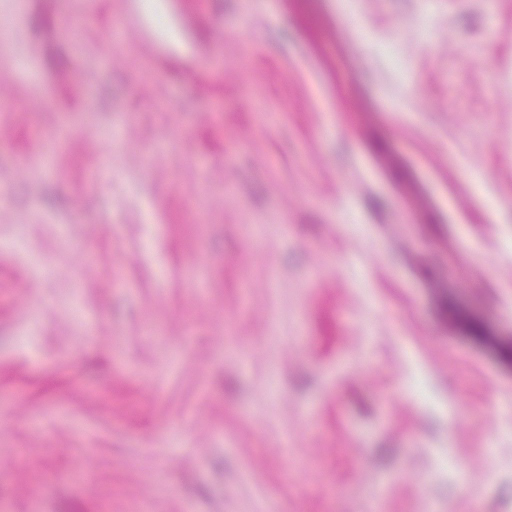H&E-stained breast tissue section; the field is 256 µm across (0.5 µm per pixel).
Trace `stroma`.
Segmentation results:
<instances>
[{
	"label": "stroma",
	"mask_w": 512,
	"mask_h": 512,
	"mask_svg": "<svg viewBox=\"0 0 512 512\" xmlns=\"http://www.w3.org/2000/svg\"><path fill=\"white\" fill-rule=\"evenodd\" d=\"M1 20L0 512H512V0Z\"/></svg>",
	"instance_id": "35a3bbf8"
}]
</instances>
